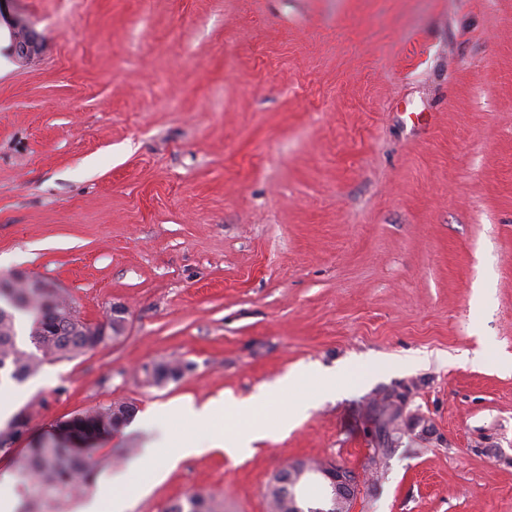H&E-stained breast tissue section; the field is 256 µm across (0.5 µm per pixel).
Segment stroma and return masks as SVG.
<instances>
[{"label": "stroma", "mask_w": 512, "mask_h": 512, "mask_svg": "<svg viewBox=\"0 0 512 512\" xmlns=\"http://www.w3.org/2000/svg\"><path fill=\"white\" fill-rule=\"evenodd\" d=\"M0 32V280L50 284L123 337L0 384L33 433L113 402L245 398L300 367L360 381L246 457L224 433L165 478L101 444L129 512L208 489L269 512L288 463L362 474L353 512H512V0H18ZM484 350L475 360L476 350ZM192 369L163 386L143 366ZM401 439L371 467L378 394ZM0 448V497L25 506ZM146 493H139V486ZM13 0L0 1V21H5L11 33V52L21 60H28L36 55L41 48L39 34L24 20L11 13L10 4Z\"/></svg>", "instance_id": "1"}]
</instances>
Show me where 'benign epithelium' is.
<instances>
[{
  "mask_svg": "<svg viewBox=\"0 0 512 512\" xmlns=\"http://www.w3.org/2000/svg\"><path fill=\"white\" fill-rule=\"evenodd\" d=\"M13 0H0V21L8 24L11 52L28 60L41 48L39 34L24 20L11 13ZM288 470V512H305L306 503L313 512H352L359 493V475L339 464L323 460H300Z\"/></svg>",
  "mask_w": 512,
  "mask_h": 512,
  "instance_id": "benign-epithelium-1",
  "label": "benign epithelium"
}]
</instances>
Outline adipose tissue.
<instances>
[{"label": "adipose tissue", "mask_w": 512, "mask_h": 512, "mask_svg": "<svg viewBox=\"0 0 512 512\" xmlns=\"http://www.w3.org/2000/svg\"><path fill=\"white\" fill-rule=\"evenodd\" d=\"M352 382L348 374L309 367L290 373L275 383L262 385L255 395L247 399L227 396L200 405L191 401L179 402L168 406L166 413L168 420L194 425L207 424L216 414H223L231 435L216 437L212 442L213 448L235 456H247L258 442L288 434L306 417L314 401L344 392ZM282 397L288 400L287 412L274 420L265 419L263 410L266 404ZM198 451L197 443L192 440L154 442L132 462L131 467L149 472L156 480L177 459Z\"/></svg>", "instance_id": "adipose-tissue-1"}]
</instances>
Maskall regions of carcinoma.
<instances>
[{"mask_svg":"<svg viewBox=\"0 0 512 512\" xmlns=\"http://www.w3.org/2000/svg\"><path fill=\"white\" fill-rule=\"evenodd\" d=\"M33 311L36 319L29 333L34 350L17 342L15 313ZM125 316L113 321L112 335L89 336L94 324L76 314L66 299L54 288H13L3 282L0 288V371L8 372L17 384L23 383L48 363L70 360L88 353L109 340L115 341L124 331ZM192 369L188 362L160 361L146 369L150 382L156 386L180 379ZM383 397L375 404L378 425L392 424L398 409ZM135 407L128 402L107 406L57 422L50 432L16 460L18 494L36 504L60 512L67 499L85 490L93 481L102 459L96 457L94 444L104 435L125 425ZM266 497L271 512L288 509L287 488L269 483ZM163 512H224V500L209 490H194L170 501Z\"/></svg>","mask_w":512,"mask_h":512,"instance_id":"cac0c4a2","label":"carcinoma"}]
</instances>
